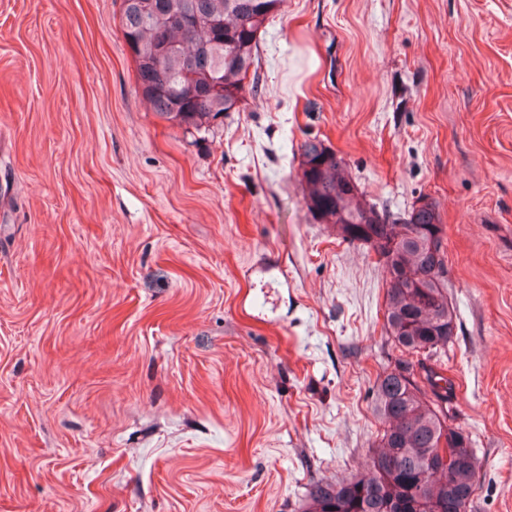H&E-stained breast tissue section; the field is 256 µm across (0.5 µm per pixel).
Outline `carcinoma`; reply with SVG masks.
<instances>
[{
	"mask_svg": "<svg viewBox=\"0 0 512 512\" xmlns=\"http://www.w3.org/2000/svg\"><path fill=\"white\" fill-rule=\"evenodd\" d=\"M280 0H154V17L144 16L136 0H121L123 36L133 50L141 94L161 117L198 133L210 132L226 112L240 111L245 79L254 65L257 37ZM198 16L199 26L182 31L166 18L181 9ZM208 54V69L195 62ZM300 174L308 210L340 239L372 249L386 269L385 329L392 345L419 368L420 376L393 370L375 384V410L382 429L372 457L395 454L402 464L394 471L367 465L365 472L336 484L311 483L302 512H417L415 486L428 471L435 512H448V502L475 492V473L458 465L474 454L459 429L448 425L443 404L453 386L437 368L424 364L448 348L455 314L448 299L445 261L430 246L443 233L432 202L412 206L403 223L378 224L384 215L358 189L345 163L316 137L300 146ZM419 287H411V282ZM432 398H426L427 394Z\"/></svg>",
	"mask_w": 512,
	"mask_h": 512,
	"instance_id": "1",
	"label": "carcinoma"
}]
</instances>
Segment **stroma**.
I'll use <instances>...</instances> for the list:
<instances>
[{
	"label": "stroma",
	"mask_w": 512,
	"mask_h": 512,
	"mask_svg": "<svg viewBox=\"0 0 512 512\" xmlns=\"http://www.w3.org/2000/svg\"><path fill=\"white\" fill-rule=\"evenodd\" d=\"M120 5L0 0V512H299L364 470L401 354L377 256L305 204L314 136L436 205L468 512H512V0H283L206 136Z\"/></svg>",
	"instance_id": "35a3bbf8"
}]
</instances>
